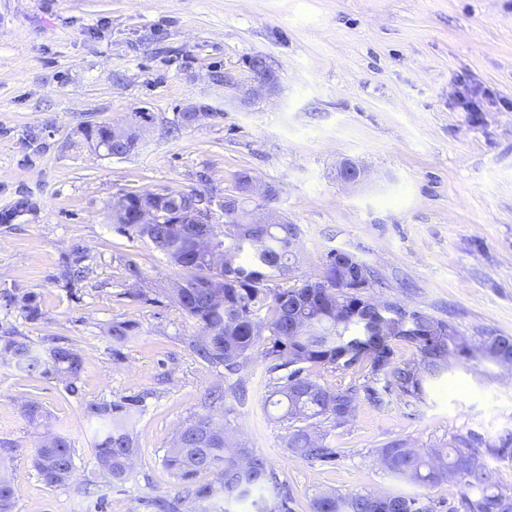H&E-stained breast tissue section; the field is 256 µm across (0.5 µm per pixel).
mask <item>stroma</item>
<instances>
[{
    "instance_id": "obj_1",
    "label": "stroma",
    "mask_w": 512,
    "mask_h": 512,
    "mask_svg": "<svg viewBox=\"0 0 512 512\" xmlns=\"http://www.w3.org/2000/svg\"><path fill=\"white\" fill-rule=\"evenodd\" d=\"M268 58L279 80L270 99L240 104L248 57ZM234 87L214 85L213 69ZM490 89L477 111L465 88ZM189 103L208 113L178 134ZM141 127L137 149L116 158L87 128ZM349 158L370 180H336ZM246 172L276 188L269 201L298 225L297 261L274 278L285 288L321 275L330 250L365 262L367 296L447 320L479 342L512 335V0H0V336L39 349L66 345L83 358L76 392L0 363V466L14 476L15 512H159L190 486L163 463L176 431L197 416H222L272 465L292 512L320 492L429 496L456 512L461 488L432 491L394 477L379 450L405 440L444 448L457 435L486 442L512 432V382L502 367L451 363L425 400L405 405L362 397L364 373L311 370L321 384L357 390L342 426L314 425L340 454L302 459L287 446L294 425L266 410L271 359L256 345L242 371L201 361L193 320L167 296L179 271L145 240L118 234L112 205L127 191L201 192L214 223ZM25 208H18V201ZM87 274L64 287L73 247ZM142 271L126 281L127 263ZM36 293L39 320L11 294ZM139 332L115 346L112 323ZM136 396L138 454L125 480L99 468L91 402ZM41 403L42 425L23 406ZM73 448V476L46 485L33 466L44 434Z\"/></svg>"
}]
</instances>
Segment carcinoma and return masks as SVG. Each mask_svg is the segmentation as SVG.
Returning <instances> with one entry per match:
<instances>
[{"mask_svg": "<svg viewBox=\"0 0 512 512\" xmlns=\"http://www.w3.org/2000/svg\"><path fill=\"white\" fill-rule=\"evenodd\" d=\"M114 126L103 123L87 132L90 140L113 141V147L128 155L138 145L139 135L122 141L114 136ZM249 174L237 177L240 199L235 221L217 224H173L168 213L153 224H131L129 219L144 194L127 192L112 207L115 229L130 237L148 239L181 272L170 297L199 328L192 348L204 361L233 374L247 363L252 349L267 341L265 355L276 361L270 371L288 369L271 385L269 397L284 408L283 417L300 423L288 436V447L307 460L327 461L338 455L304 426L307 421L325 418L344 424L354 411V390L323 385L311 379L308 371L331 366L342 371H367L371 379L383 380V390L364 385L365 397L375 405L384 396H395L405 403H419L428 385L448 370V357L467 361L472 350L469 341L447 321L420 310L386 305L381 335L369 328L371 311L361 306L354 295L339 296L336 284L352 276L353 264L325 263L318 288L308 282L288 288L272 289L267 282L287 274L296 261L295 242L298 225L284 220L279 224L249 223L252 210L244 195ZM86 256L74 247L67 256L59 279L65 286L82 277ZM25 319L42 316L41 302L34 292L10 299ZM268 317H260L262 310ZM418 318L427 325L428 335L408 336L401 328L406 320ZM134 321L115 322L109 329L112 341L126 343L137 335ZM415 349L417 359L398 362L397 345ZM482 357L501 367L512 366V336L490 332L483 337ZM0 360L29 376L55 375L75 392L84 371L82 357L68 346L56 345L44 351L36 349L23 336H0ZM140 407V400L127 397L120 401L93 402L85 406L90 418L104 427L93 450L100 468L111 478L123 479L137 452L129 430V421ZM487 454L512 457V434L490 444L474 435L453 438L446 448H412L404 441L383 446L381 458L394 476L428 489L441 486L453 477L461 486L462 512H512V491L503 488L493 470L484 462ZM48 486L66 484L73 469V448L68 440L55 435L37 448L33 461ZM164 465L174 476L192 482L198 474L211 472L215 478L195 485L192 503L186 512H232L230 507L248 502L251 512H291L288 493L282 490L270 463L245 445L234 441L224 420L201 415L183 427L173 438L164 457ZM395 505L381 500L378 493L348 496L320 494L311 501V512H432L431 506L414 497L396 494ZM15 507L12 477L0 469V512Z\"/></svg>", "mask_w": 512, "mask_h": 512, "instance_id": "obj_1", "label": "carcinoma"}]
</instances>
